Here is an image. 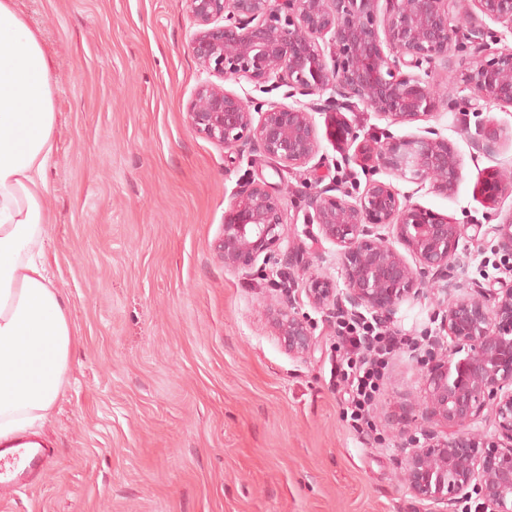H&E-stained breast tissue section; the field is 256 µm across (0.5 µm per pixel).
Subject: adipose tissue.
I'll return each mask as SVG.
<instances>
[{
  "label": "adipose tissue",
  "instance_id": "adipose-tissue-1",
  "mask_svg": "<svg viewBox=\"0 0 512 512\" xmlns=\"http://www.w3.org/2000/svg\"><path fill=\"white\" fill-rule=\"evenodd\" d=\"M56 112L43 46L0 0V442L45 420L79 343L43 250Z\"/></svg>",
  "mask_w": 512,
  "mask_h": 512
}]
</instances>
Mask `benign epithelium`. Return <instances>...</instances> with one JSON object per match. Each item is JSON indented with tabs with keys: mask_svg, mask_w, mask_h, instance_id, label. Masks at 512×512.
<instances>
[{
	"mask_svg": "<svg viewBox=\"0 0 512 512\" xmlns=\"http://www.w3.org/2000/svg\"><path fill=\"white\" fill-rule=\"evenodd\" d=\"M385 8H380V2ZM185 0L196 26L189 49L211 79L200 84L187 107L190 127L228 149L259 150L293 169L311 161L320 142L312 113H336V134L347 131L342 110L361 104L393 124L450 112H481L512 106V46L484 19L512 33V0ZM472 54L459 65L454 52ZM451 72L468 94L442 98L430 77ZM244 78L284 87L290 104L265 106L224 88ZM512 140L495 122L479 126L471 146L494 154ZM368 173L407 179L443 196L461 180V161L430 127L424 135L365 141L353 157ZM479 192L489 208L510 192L512 181L493 169ZM307 223L339 248L345 288L312 276L305 294L332 315L386 321L398 306L432 286L446 299L433 357L425 371L424 417L393 418L398 427L403 480L418 502L433 512H458L477 496L480 512H512V285L468 290L450 276L464 225L400 199L394 186L370 179L361 193L333 184L308 194ZM392 228L416 265L379 233ZM498 251L512 256V216L494 228ZM230 271L251 269L258 259L288 267L303 262L290 246L280 198L264 182L238 186L215 244ZM288 354L312 349L307 321L286 297L269 309ZM465 355L440 352L445 337ZM494 430L476 427L484 412Z\"/></svg>",
	"mask_w": 512,
	"mask_h": 512,
	"instance_id": "1",
	"label": "benign epithelium"
}]
</instances>
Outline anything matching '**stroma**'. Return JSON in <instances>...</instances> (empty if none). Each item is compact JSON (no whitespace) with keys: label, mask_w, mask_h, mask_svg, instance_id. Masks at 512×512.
Here are the masks:
<instances>
[{"label":"stroma","mask_w":512,"mask_h":512,"mask_svg":"<svg viewBox=\"0 0 512 512\" xmlns=\"http://www.w3.org/2000/svg\"><path fill=\"white\" fill-rule=\"evenodd\" d=\"M51 62L57 112L45 206V255L81 345L70 382L38 430L47 455L34 480L0 498V512H419L400 479L385 415L407 404L420 418L426 360L401 346L389 359L372 416L354 431L336 378V318L309 303L311 276L342 284L338 248L304 221V197L347 172L360 142L437 129L461 159L450 197L401 178L411 203L466 225L459 282L512 283L497 251L496 212L477 195L488 168L512 175V143L490 156L470 140L485 120L512 128V107L440 109L393 124L347 113L336 139L317 112L320 149L307 165L276 170L259 152L235 153L195 132L187 105L208 75L188 49L195 30L184 0H15ZM274 185L292 244L296 312L311 352L289 355L268 318L275 286L263 264L230 272L214 243L236 184ZM443 308L430 293L404 302L390 323L401 336L436 335Z\"/></svg>","instance_id":"1"}]
</instances>
